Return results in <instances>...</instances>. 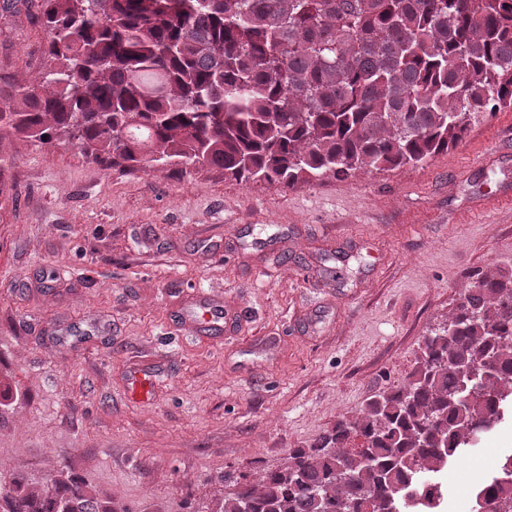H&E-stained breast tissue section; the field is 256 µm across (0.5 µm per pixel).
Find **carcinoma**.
Segmentation results:
<instances>
[{
  "instance_id": "obj_1",
  "label": "carcinoma",
  "mask_w": 512,
  "mask_h": 512,
  "mask_svg": "<svg viewBox=\"0 0 512 512\" xmlns=\"http://www.w3.org/2000/svg\"><path fill=\"white\" fill-rule=\"evenodd\" d=\"M40 80L0 133L95 163L208 165L290 188L428 163L512 107V0H41ZM481 393L461 400L470 375ZM512 413V270L478 273L408 382L260 486L187 512H438L434 475ZM476 512H512V453ZM0 512H135L59 470L0 481Z\"/></svg>"
}]
</instances>
